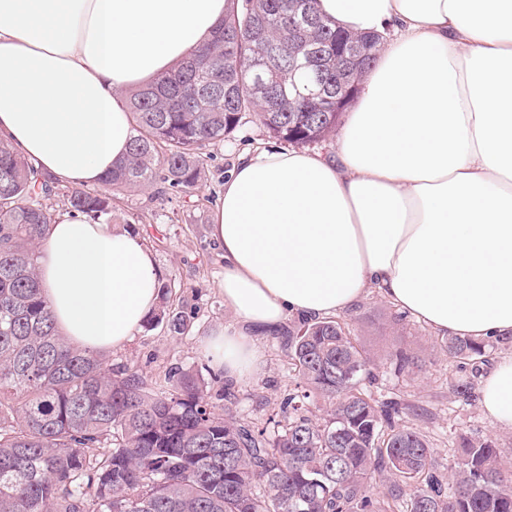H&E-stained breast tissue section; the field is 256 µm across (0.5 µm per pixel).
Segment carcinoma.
<instances>
[{"instance_id": "obj_1", "label": "carcinoma", "mask_w": 512, "mask_h": 512, "mask_svg": "<svg viewBox=\"0 0 512 512\" xmlns=\"http://www.w3.org/2000/svg\"><path fill=\"white\" fill-rule=\"evenodd\" d=\"M212 39L127 95L134 136L102 179L106 190L60 184L0 139V512H388L375 485L408 496L406 512H512V466L490 441H467L444 490L426 436L395 423L360 390L368 357L341 323L288 331L302 391L296 417L259 427L216 411L200 376L177 370L176 390L112 369L69 343L37 274L55 206L112 223V201L153 190L163 203L201 180L207 149L247 113L297 146L335 135L336 82L358 84L385 37L325 20L317 0H231ZM308 5L313 22L298 28ZM368 48L362 68L336 61ZM161 285L146 325L176 335L189 324ZM448 355L487 358L483 340L450 336ZM329 402L313 420L309 399Z\"/></svg>"}]
</instances>
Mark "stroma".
I'll return each mask as SVG.
<instances>
[{"label":"stroma","mask_w":512,"mask_h":512,"mask_svg":"<svg viewBox=\"0 0 512 512\" xmlns=\"http://www.w3.org/2000/svg\"><path fill=\"white\" fill-rule=\"evenodd\" d=\"M273 143L254 115H245L230 138L210 148L205 176L190 192L161 205L149 202L143 193L116 200L113 228L139 235L164 279L178 282L173 300L187 316L189 331L177 336L161 325L141 328L123 345L106 350L112 366L130 367L161 385L175 367L200 373L208 381L223 377V369L204 352L214 331L231 318L224 307L222 249L210 234V224L228 173L242 158ZM336 318L370 357L372 379L363 383L364 392L378 403L398 404L402 424L429 440L440 475L455 467L466 439L491 441L504 459L512 461V430L487 417L479 396L491 363L512 355L511 336L489 338L488 363L464 364L449 357L441 333L377 291H368ZM257 344L258 369L249 381L232 384L229 407L236 418L261 425L282 419V403L299 377L279 335L258 337ZM399 351L415 357V364L398 367ZM460 381L472 384L470 398L454 393L453 386Z\"/></svg>","instance_id":"35a3bbf8"}]
</instances>
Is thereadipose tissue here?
Returning <instances> with one entry per match:
<instances>
[{
	"label": "adipose tissue",
	"instance_id": "1",
	"mask_svg": "<svg viewBox=\"0 0 512 512\" xmlns=\"http://www.w3.org/2000/svg\"><path fill=\"white\" fill-rule=\"evenodd\" d=\"M228 0H0V138L62 184H96L133 136L124 92L207 42ZM355 32L391 30L334 156L266 147L235 166L211 224L231 319L205 347L225 378L256 334L323 318L366 289L445 334L512 335V0H317ZM61 332L122 345L161 271L142 239L70 214L38 250ZM512 429V356L486 377Z\"/></svg>",
	"mask_w": 512,
	"mask_h": 512
}]
</instances>
